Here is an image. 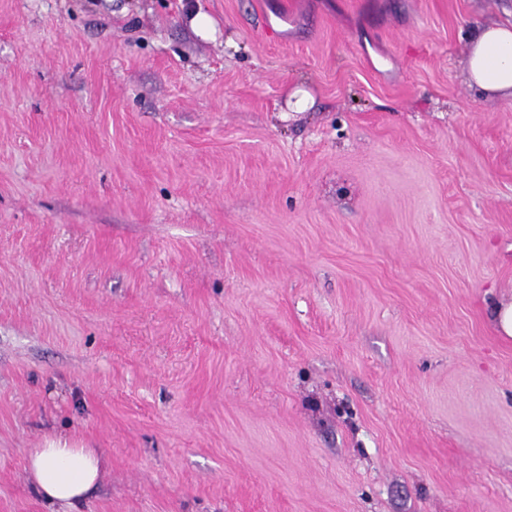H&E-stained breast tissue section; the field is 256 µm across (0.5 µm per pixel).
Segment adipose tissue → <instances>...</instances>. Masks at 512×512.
<instances>
[{
    "instance_id": "obj_1",
    "label": "adipose tissue",
    "mask_w": 512,
    "mask_h": 512,
    "mask_svg": "<svg viewBox=\"0 0 512 512\" xmlns=\"http://www.w3.org/2000/svg\"><path fill=\"white\" fill-rule=\"evenodd\" d=\"M468 78L486 95H512V21L473 30ZM26 471L39 496L57 512H74L99 481L102 460L95 449L62 438H45L29 449Z\"/></svg>"
}]
</instances>
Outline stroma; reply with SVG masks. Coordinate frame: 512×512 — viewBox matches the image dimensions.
<instances>
[{"label": "stroma", "mask_w": 512, "mask_h": 512, "mask_svg": "<svg viewBox=\"0 0 512 512\" xmlns=\"http://www.w3.org/2000/svg\"><path fill=\"white\" fill-rule=\"evenodd\" d=\"M187 2L0 0V512H512V0ZM467 38L471 86L486 95H512V21L473 30ZM488 316L500 336L512 339V297L492 300L488 304ZM26 472L39 496L56 507L72 511L99 481L102 460L93 448L62 437H46L42 448L29 449Z\"/></svg>", "instance_id": "obj_1"}]
</instances>
